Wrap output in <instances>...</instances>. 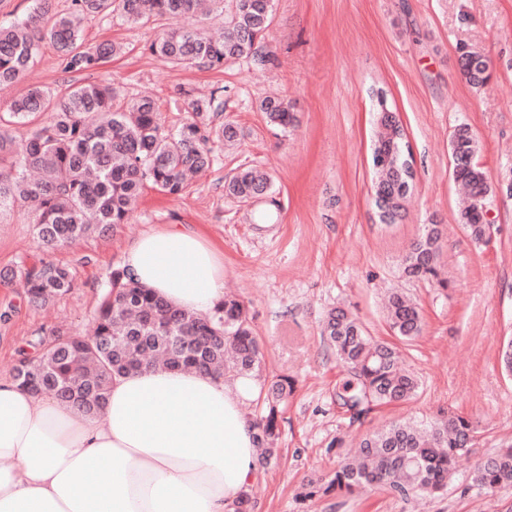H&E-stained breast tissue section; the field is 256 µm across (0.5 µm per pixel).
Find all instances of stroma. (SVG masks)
<instances>
[{
	"mask_svg": "<svg viewBox=\"0 0 512 512\" xmlns=\"http://www.w3.org/2000/svg\"><path fill=\"white\" fill-rule=\"evenodd\" d=\"M168 15L135 27L124 18L84 21L86 46L121 43L124 54L100 68L70 71L43 43L21 81L0 86V107L42 87L64 95L107 81L130 97L151 96L164 129L187 117L183 91L218 90L223 119L242 132L237 146L212 145L213 163L171 198L148 188L126 224L48 252L23 209L0 213V270L44 258L68 267L67 295L31 304L20 280H0V375L13 376L21 350L50 334L88 336L108 277L143 233L177 224L196 231L224 258V290L249 307L270 372L296 390L280 427L278 464L259 469L249 492L255 512H512V489L471 487L476 463L512 445V375L498 356L512 339V195L494 193L490 228L472 241L459 221L449 152L458 126L475 135L477 159L492 184L512 179V0H275L266 33L270 62L248 59L221 70L186 69L145 48L151 38L190 26ZM490 61L477 87L459 66L462 50ZM404 130L414 181L399 219L383 223L373 198L371 140L377 93ZM288 102L289 131L271 125L260 103ZM273 179L269 195L243 203L224 181L239 166ZM444 244L436 280L406 278L401 259L425 225ZM394 288L416 300L421 336L401 344L405 367L420 379L416 398L355 418L339 397L347 378L320 336L324 314L342 308L390 342L384 299ZM452 411L478 433L457 458L448 490L402 500L381 489L299 503L303 478L331 474L338 451L394 421Z\"/></svg>",
	"mask_w": 512,
	"mask_h": 512,
	"instance_id": "stroma-1",
	"label": "stroma"
}]
</instances>
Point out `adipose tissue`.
Masks as SVG:
<instances>
[{
  "mask_svg": "<svg viewBox=\"0 0 512 512\" xmlns=\"http://www.w3.org/2000/svg\"><path fill=\"white\" fill-rule=\"evenodd\" d=\"M123 266L184 310L224 300V263L195 232L145 233ZM256 392L145 368L112 382L100 424L0 376V512H226L258 472L241 411Z\"/></svg>",
  "mask_w": 512,
  "mask_h": 512,
  "instance_id": "ef3b65f1",
  "label": "adipose tissue"
}]
</instances>
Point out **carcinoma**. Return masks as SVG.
<instances>
[{
    "instance_id": "carcinoma-1",
    "label": "carcinoma",
    "mask_w": 512,
    "mask_h": 512,
    "mask_svg": "<svg viewBox=\"0 0 512 512\" xmlns=\"http://www.w3.org/2000/svg\"><path fill=\"white\" fill-rule=\"evenodd\" d=\"M199 5L200 0H71L67 12L52 17L44 6L23 20L0 24V78L20 79L45 40L57 45L72 71L94 70L118 54L120 47L114 44L84 46L82 22L88 15L118 13L142 26L167 14L196 17ZM272 20L273 0H231L229 28L222 35L188 27L157 37L148 50L188 68L222 69L240 59L262 64L271 57L264 40ZM459 63L469 83L485 84L486 60L471 53L460 56ZM184 96L190 117L172 136L162 132L151 97L125 102L108 84L76 86L61 97L33 88L13 100L0 114V128L25 124L39 112L52 113V120L30 131L17 146L0 133V211L36 200L32 221L41 245L52 248L76 241L95 224L116 229L126 223L148 183L164 195H181L189 177L210 166L212 140L233 144L241 136L231 122L212 125L211 113L222 105L217 93L194 99L186 90ZM260 108L284 132L294 122L282 99L267 98ZM478 151L470 128L459 126L450 139L452 174L468 199L459 212L460 223L476 242L487 230L480 202L493 192L477 162ZM374 152L391 157L378 170L382 193L401 194V127L377 121ZM272 186L270 176L243 167L225 182L224 192L246 202L266 195ZM441 238L442 230L433 224L413 242L401 260L406 276L438 278ZM110 279L93 335L66 338L54 333L37 343L34 355L21 352L14 375L19 387L49 393L92 417L103 411L114 378L151 364L149 355L162 358L168 368H189L217 379L260 371L263 349L244 303L226 299L212 314L200 316L170 306L133 283L122 269L112 270ZM24 288L30 303L37 305L68 293L73 279L67 268L42 261L24 272ZM387 321L405 343L423 329L419 306L402 293L389 297ZM321 335L349 374L340 394L345 404L363 413L417 396L420 380L401 369L399 349L367 335L345 310L328 312ZM292 391V381L283 375L260 387L253 429L262 467L278 457L275 444ZM476 433L471 419L451 412L420 425L394 422L362 438L354 455L342 459L330 478L307 479L301 497L353 495L375 486L404 500L440 493L448 488L456 459L469 450L468 441ZM470 483L488 492L512 489V448L479 461Z\"/></svg>"
}]
</instances>
